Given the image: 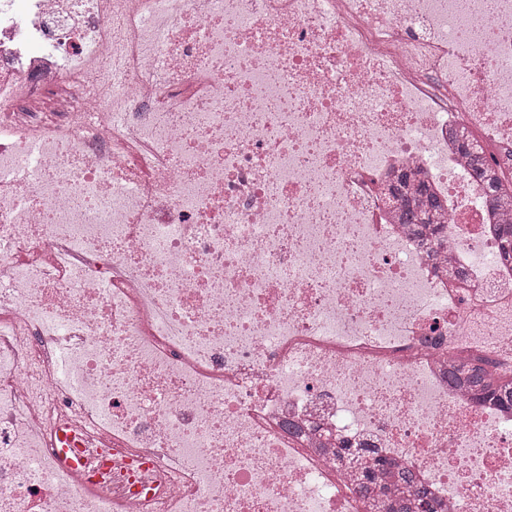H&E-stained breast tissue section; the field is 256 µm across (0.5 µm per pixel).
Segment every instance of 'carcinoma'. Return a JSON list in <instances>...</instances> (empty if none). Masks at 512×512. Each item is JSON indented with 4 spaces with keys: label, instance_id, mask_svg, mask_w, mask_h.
Returning a JSON list of instances; mask_svg holds the SVG:
<instances>
[{
    "label": "carcinoma",
    "instance_id": "carcinoma-1",
    "mask_svg": "<svg viewBox=\"0 0 512 512\" xmlns=\"http://www.w3.org/2000/svg\"><path fill=\"white\" fill-rule=\"evenodd\" d=\"M461 151L484 178L489 202L501 212H512V192L485 172L487 160L479 155L477 144L464 142ZM389 201L399 204L402 223L412 228L428 251L436 255L445 249L444 225L438 222L444 201L416 174L402 173L390 189ZM448 381L464 389L476 401L490 400L512 408V373L500 364L476 356L458 355L448 359ZM350 461L356 470V485L365 512H438L432 492L421 485L415 474L377 455L375 449L357 452Z\"/></svg>",
    "mask_w": 512,
    "mask_h": 512
}]
</instances>
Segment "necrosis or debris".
<instances>
[{"label":"necrosis or debris","mask_w":512,"mask_h":512,"mask_svg":"<svg viewBox=\"0 0 512 512\" xmlns=\"http://www.w3.org/2000/svg\"><path fill=\"white\" fill-rule=\"evenodd\" d=\"M460 137L512 183V0H0V512H363L329 441L512 512V410L448 383L512 362ZM391 204L397 202L402 224L412 228L421 244L437 255L444 246V224L438 222L444 209L441 197L431 192L415 173L404 172L389 190Z\"/></svg>","instance_id":"obj_1"}]
</instances>
